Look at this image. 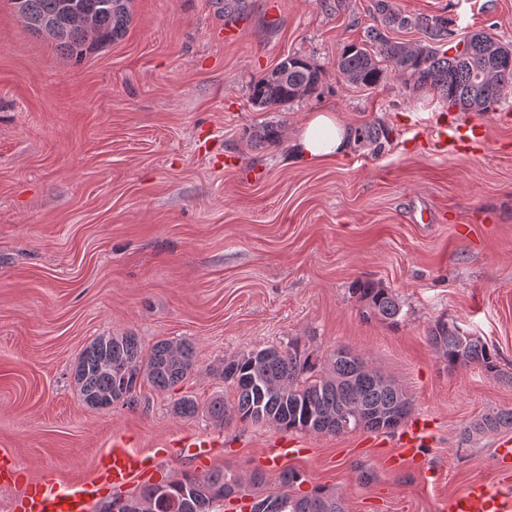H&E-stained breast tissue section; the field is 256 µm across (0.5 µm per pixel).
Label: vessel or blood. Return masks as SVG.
Masks as SVG:
<instances>
[{
  "label": "vessel or blood",
  "instance_id": "1",
  "mask_svg": "<svg viewBox=\"0 0 512 512\" xmlns=\"http://www.w3.org/2000/svg\"><path fill=\"white\" fill-rule=\"evenodd\" d=\"M485 140V128L477 122L468 123L449 116L447 123L438 128L436 143L448 153H470L480 149ZM426 420L419 419L404 432L399 455L406 459H419L427 435ZM163 451L148 457L128 449L125 441H113L109 451L95 466L92 479L83 480L64 488L45 481H27L26 491L15 505L16 512H88L90 504L105 490H121L133 480L145 479ZM442 512H512V494L491 491L477 485L449 499Z\"/></svg>",
  "mask_w": 512,
  "mask_h": 512
}]
</instances>
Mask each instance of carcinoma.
I'll return each mask as SVG.
<instances>
[{
  "label": "carcinoma",
  "instance_id": "1",
  "mask_svg": "<svg viewBox=\"0 0 512 512\" xmlns=\"http://www.w3.org/2000/svg\"><path fill=\"white\" fill-rule=\"evenodd\" d=\"M23 0L15 5L26 26L46 33L59 47L78 58L122 38L132 18V0ZM376 16L363 39L347 44L336 59V69L350 85L374 89L392 73L405 88L432 92L449 106L465 111L487 112L503 92L512 88V48L498 39L478 33L465 35L470 52H453L454 21L446 15L406 14L392 8L389 0H375ZM95 18L87 30L74 21L76 10ZM418 30L426 41L415 46L393 40L391 30ZM322 71L306 58L289 55L250 85L249 100L255 107L277 109L317 93ZM354 147L370 148L376 154L391 142L392 129L374 121L354 127ZM254 142H280L277 125L254 129ZM352 292L365 302V315L391 323L398 321L401 306L391 290L374 281H358ZM428 339L448 368L479 364L495 376L501 374L498 357L480 337L454 322L437 321ZM195 351L186 340H162L150 349L138 337L99 336L81 352L75 379L83 401L105 410L115 399L131 405L137 388L147 383L162 391L184 381L194 369ZM313 364L295 344L251 350L224 361L219 375L236 391V401L227 406L216 398L207 413L217 425L232 417L251 424L271 423L280 430L310 434H345L358 429L397 427L411 412L403 390L370 369L364 359L349 350L330 355L324 372L316 379L306 374ZM199 405L184 395L172 406L179 417H193ZM512 429V410L487 413L467 428V434H485ZM167 490L165 512H212L225 496L242 494L244 483L227 468H216L200 477L185 473L176 481L141 487L135 498L158 503ZM279 504L278 512H344L342 496L314 489L304 494L269 493L261 501Z\"/></svg>",
  "mask_w": 512,
  "mask_h": 512
}]
</instances>
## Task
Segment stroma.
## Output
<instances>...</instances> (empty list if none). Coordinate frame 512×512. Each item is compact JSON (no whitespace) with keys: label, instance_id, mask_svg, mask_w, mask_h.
I'll return each instance as SVG.
<instances>
[{"label":"stroma","instance_id":"1","mask_svg":"<svg viewBox=\"0 0 512 512\" xmlns=\"http://www.w3.org/2000/svg\"><path fill=\"white\" fill-rule=\"evenodd\" d=\"M445 14L458 34L512 44V0H390ZM374 0H133L124 38L75 60L0 0V455L28 477L88 476L112 439L154 454L166 441H217L208 461L162 460L154 481L217 467L304 477L342 494L346 512H440L471 486L512 491L501 430L467 436L512 409V90L473 113L481 151L434 152L445 101L395 77L367 90L336 71L372 22ZM240 28L224 37L225 22ZM323 71L319 95L270 112L250 84L290 55ZM317 112L393 131L384 153L291 158ZM273 123L276 145L248 140ZM390 288L393 325L363 314L356 280ZM496 350L501 376L448 369L428 341L438 319ZM144 347L187 340L196 367L171 391L142 386L133 406L89 407L74 378L96 337ZM297 344L324 364L347 347L390 377L428 419L423 461L397 458L395 431L298 433L301 456L276 463L271 424L218 426L206 408L235 391L217 374L250 350ZM199 412L175 416L176 398Z\"/></svg>","mask_w":512,"mask_h":512}]
</instances>
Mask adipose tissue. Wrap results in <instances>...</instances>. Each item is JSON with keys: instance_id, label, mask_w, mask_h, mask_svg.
<instances>
[{"instance_id": "ef3b65f1", "label": "adipose tissue", "mask_w": 512, "mask_h": 512, "mask_svg": "<svg viewBox=\"0 0 512 512\" xmlns=\"http://www.w3.org/2000/svg\"><path fill=\"white\" fill-rule=\"evenodd\" d=\"M354 141L350 127L331 115L318 114L295 136L293 153L302 159H321L347 154Z\"/></svg>"}]
</instances>
